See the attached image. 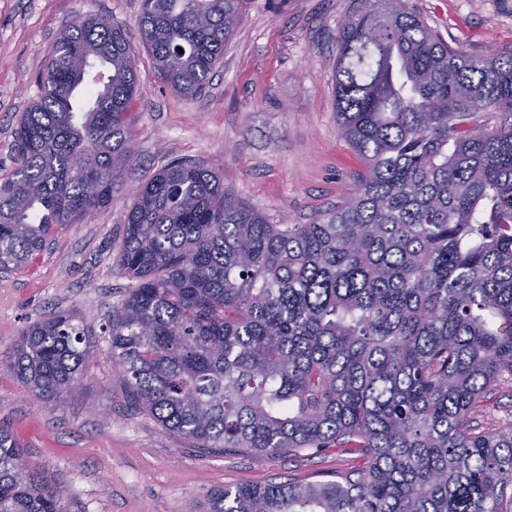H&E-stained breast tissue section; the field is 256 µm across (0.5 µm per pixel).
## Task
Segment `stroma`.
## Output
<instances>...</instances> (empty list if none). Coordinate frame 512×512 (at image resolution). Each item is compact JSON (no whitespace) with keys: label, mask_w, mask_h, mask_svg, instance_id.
Here are the masks:
<instances>
[{"label":"stroma","mask_w":512,"mask_h":512,"mask_svg":"<svg viewBox=\"0 0 512 512\" xmlns=\"http://www.w3.org/2000/svg\"><path fill=\"white\" fill-rule=\"evenodd\" d=\"M452 47L473 57L512 52V0H406ZM140 0H0V173L14 165L12 131L39 93L48 50L69 24L105 15L126 30L139 95L129 131L137 160L112 201L60 230L31 267L0 272V424L58 475L82 512H200L214 488L315 482L358 469L357 453L207 454L137 408L100 330L134 283L117 260L139 186L161 165L193 158L222 172L227 192L272 222L306 224L352 197L364 164L336 122L337 33L351 0H250L204 96L164 87L136 29ZM73 310L98 332L87 385L42 404L10 371L21 330ZM475 421L512 424V380Z\"/></svg>","instance_id":"stroma-1"}]
</instances>
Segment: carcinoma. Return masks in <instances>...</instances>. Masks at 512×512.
I'll return each instance as SVG.
<instances>
[{
	"instance_id": "carcinoma-1",
	"label": "carcinoma",
	"mask_w": 512,
	"mask_h": 512,
	"mask_svg": "<svg viewBox=\"0 0 512 512\" xmlns=\"http://www.w3.org/2000/svg\"><path fill=\"white\" fill-rule=\"evenodd\" d=\"M336 115L364 172L308 224H273L224 174L174 159L138 189L103 327L131 400L208 453L352 448L356 476L239 484L203 512H512V428L472 415L512 378V52L473 58L404 0H352ZM249 0H142L163 85L209 86ZM183 52H178V49ZM0 175V270L112 201L137 82L127 32L63 29ZM95 341L73 311L27 325L10 369L48 403ZM0 512H84L0 425Z\"/></svg>"
}]
</instances>
